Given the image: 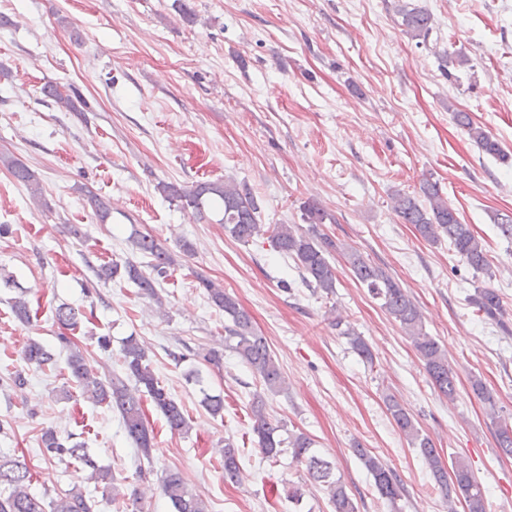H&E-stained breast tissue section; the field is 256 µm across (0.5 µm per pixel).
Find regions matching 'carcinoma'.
<instances>
[{
    "label": "carcinoma",
    "instance_id": "1",
    "mask_svg": "<svg viewBox=\"0 0 512 512\" xmlns=\"http://www.w3.org/2000/svg\"><path fill=\"white\" fill-rule=\"evenodd\" d=\"M397 14L406 35L425 45L429 43L434 24L427 9L406 0L397 6ZM41 94L67 112L80 111V105L84 103L76 88L71 86L66 88L48 83L41 88ZM452 117L484 154L504 163L512 159L496 138L473 121L470 113L455 111ZM0 166L26 188L34 205H46L40 179L26 163L1 154ZM156 190L165 199L180 203L181 209L194 216H203L206 204L219 203L224 212L221 223L229 237L247 244L259 236H268L276 251L294 259L302 270L303 281L313 293L322 296L335 294L336 272L329 256L336 249V244L316 230L317 225L331 221L333 217L315 202L306 201L302 205V219L310 225V229L303 232L296 224L259 223V207L251 189L246 183L230 177L222 181H199L191 187L160 181L156 184ZM420 192L424 197L422 201L415 195L400 191L391 194V209L404 223L414 225L417 233L426 241L436 243L448 238L450 250L474 272L488 271L489 263L483 243L470 225L461 222L438 183L426 179L420 185ZM87 197L94 215L100 221H105L110 215L108 201L91 190L87 191ZM132 244L138 253L149 259L151 273H146L138 263L127 259L122 263L111 261L94 267L95 278L105 283L119 276L133 283L139 289V294L150 298L157 312L163 315L166 309L157 291L158 279L178 265L177 253L149 233L135 234ZM345 259L358 283L366 287L373 298L380 300L382 308L411 339L434 387L445 396H454L456 381L448 365V354L426 332L423 314L409 292L359 252L352 250L346 253ZM200 283L210 302L224 311V318L228 321L224 325V346L251 368L263 391L274 394L286 390V377L268 340L255 330L248 312L232 294L224 290V286L203 277ZM473 303L484 318L497 324L503 323L501 298L494 289H477ZM10 308L19 322L31 323L30 302L24 293L11 298ZM54 318L60 327L74 330L82 323L85 313L68 304H60L54 309ZM342 335L349 337L351 345L363 358L372 359L368 345L355 330L348 328L342 331ZM58 342L59 350L66 352L64 370L68 380L79 388L80 397L118 412L124 434L138 453L147 457L154 448L153 429L149 428L143 408L146 399L163 415L170 431L181 433L188 429L184 406L159 381L148 361L145 346L138 337L131 335L123 341V372L120 374L110 371L102 374L93 368L71 337L62 333L58 336ZM21 360L27 365L43 368L56 363V354L53 348L31 338L21 351ZM387 409L398 431L418 450L437 489L448 500V512H456L455 503L459 500L464 502L466 512H486L485 491L468 463L457 458L451 468H446L433 439L392 396L387 399ZM249 417L255 443L265 459L275 461L282 454L290 453L296 462L305 465L310 479L324 487L333 512H358V504L345 482L334 474L332 463L315 451L313 439L271 418L263 397L258 393L251 402ZM497 424V447L504 455L512 456V417H500ZM41 443L51 460L70 459L84 463L89 470L87 480L102 486L103 492L112 496L114 501L120 498L131 501L132 512H137L140 501L137 490L121 491L112 469L95 464L89 458L88 449L74 440L73 434H62L47 428L42 432ZM354 452L370 474L380 497L392 505L396 504L402 492L396 474L361 444L355 445ZM221 457L224 479L238 480L241 473L239 449L228 441L224 443ZM32 486L30 467L16 457L0 453V512H97L98 501L78 486L57 489L53 496L46 491L39 495L32 491ZM160 490L171 503L173 512H207L204 500L188 487L178 470L165 473L160 481Z\"/></svg>",
    "mask_w": 512,
    "mask_h": 512
}]
</instances>
